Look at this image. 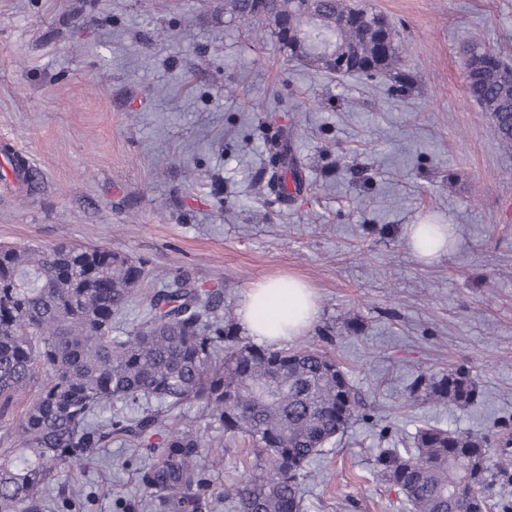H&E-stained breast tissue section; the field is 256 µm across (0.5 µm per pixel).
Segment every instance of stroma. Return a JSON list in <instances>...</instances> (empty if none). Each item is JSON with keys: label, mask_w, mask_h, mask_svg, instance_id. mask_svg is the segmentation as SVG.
I'll return each instance as SVG.
<instances>
[{"label": "stroma", "mask_w": 512, "mask_h": 512, "mask_svg": "<svg viewBox=\"0 0 512 512\" xmlns=\"http://www.w3.org/2000/svg\"><path fill=\"white\" fill-rule=\"evenodd\" d=\"M401 36L416 80L336 78L256 46L224 0H0V140L35 186L0 180V246H105L144 262L143 290L179 275L224 287L310 284L317 321L287 340L335 355L361 416L318 456L304 512H410L375 474L380 449L430 423L512 433V144L465 86L464 44L512 60V0H365ZM304 178L283 195L273 159ZM451 225L420 260L410 225ZM469 369L476 406L407 403L417 372ZM247 442L206 449L204 512ZM67 474L83 512H156L149 449L122 438Z\"/></svg>", "instance_id": "1"}]
</instances>
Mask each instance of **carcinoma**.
Instances as JSON below:
<instances>
[{
	"instance_id": "cac0c4a2",
	"label": "carcinoma",
	"mask_w": 512,
	"mask_h": 512,
	"mask_svg": "<svg viewBox=\"0 0 512 512\" xmlns=\"http://www.w3.org/2000/svg\"><path fill=\"white\" fill-rule=\"evenodd\" d=\"M227 12L270 36L292 57L301 32L332 39L347 53L340 76L389 72L403 92L414 75L402 70L397 30L375 22L362 3L316 0L310 21L260 0H228ZM349 10L352 20L336 25ZM288 21L282 33L278 21ZM466 86L487 112L499 139L512 143V63L495 50L468 44ZM144 264L106 247L59 244L0 247V415L24 395L7 457L0 460V512H70L79 494L61 479L90 467L116 435L153 449L142 481L168 512H200L204 448L220 443L192 426L168 421L196 407L224 433L250 445V466L226 490L237 512H303L311 462L356 419L362 398L349 374L316 347L254 344L221 313L224 291L182 275L154 289L123 336L112 322L134 301ZM479 397L470 371L419 374L409 400L472 406ZM512 435L496 441L469 430L427 424L410 444L384 448L377 476L397 488L411 512H512L493 487L512 482Z\"/></svg>"
}]
</instances>
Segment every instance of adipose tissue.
I'll return each instance as SVG.
<instances>
[{
    "label": "adipose tissue",
    "mask_w": 512,
    "mask_h": 512,
    "mask_svg": "<svg viewBox=\"0 0 512 512\" xmlns=\"http://www.w3.org/2000/svg\"><path fill=\"white\" fill-rule=\"evenodd\" d=\"M312 288L293 277L267 280L249 288L238 310L257 342H275L300 335L318 316Z\"/></svg>",
    "instance_id": "1"
}]
</instances>
